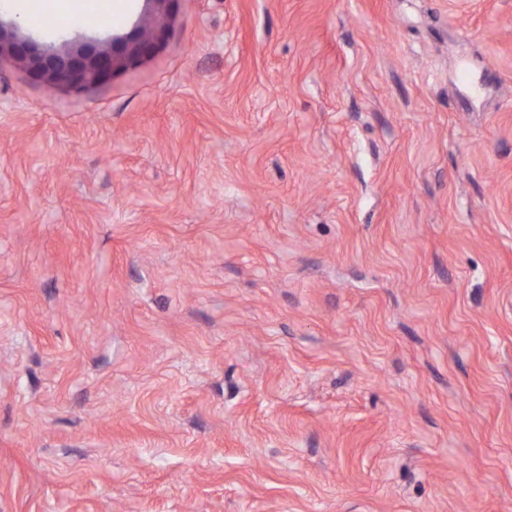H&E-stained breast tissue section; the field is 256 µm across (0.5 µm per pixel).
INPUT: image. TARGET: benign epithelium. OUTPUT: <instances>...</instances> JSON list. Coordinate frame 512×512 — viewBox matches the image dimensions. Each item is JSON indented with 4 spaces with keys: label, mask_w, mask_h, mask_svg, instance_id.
I'll return each mask as SVG.
<instances>
[{
    "label": "benign epithelium",
    "mask_w": 512,
    "mask_h": 512,
    "mask_svg": "<svg viewBox=\"0 0 512 512\" xmlns=\"http://www.w3.org/2000/svg\"><path fill=\"white\" fill-rule=\"evenodd\" d=\"M143 45L144 42L138 41L131 47L124 43L94 55L78 53L44 57L28 42L4 43V35L0 33V53L7 49L26 61L36 77H50L71 83L93 84L109 79L122 58L137 53Z\"/></svg>",
    "instance_id": "1"
}]
</instances>
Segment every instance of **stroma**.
<instances>
[{
	"instance_id": "stroma-1",
	"label": "stroma",
	"mask_w": 512,
	"mask_h": 512,
	"mask_svg": "<svg viewBox=\"0 0 512 512\" xmlns=\"http://www.w3.org/2000/svg\"><path fill=\"white\" fill-rule=\"evenodd\" d=\"M0 55V512H512V0H107ZM128 44L129 42L120 47L112 46V51L102 50L94 55L78 53L50 57L38 54L28 42L10 41L7 48L13 55L25 60L31 73L36 77L93 84L109 79L122 57L134 55L145 45V42L138 41L130 48H127Z\"/></svg>"
}]
</instances>
